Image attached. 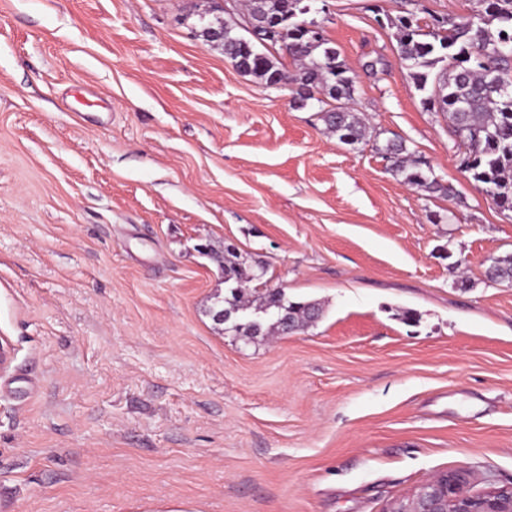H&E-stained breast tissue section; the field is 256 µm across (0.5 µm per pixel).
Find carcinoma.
Listing matches in <instances>:
<instances>
[{"instance_id":"cac0c4a2","label":"carcinoma","mask_w":512,"mask_h":512,"mask_svg":"<svg viewBox=\"0 0 512 512\" xmlns=\"http://www.w3.org/2000/svg\"><path fill=\"white\" fill-rule=\"evenodd\" d=\"M313 0H248L247 16L257 12L278 19L277 30L267 40L280 45L297 62L288 72L249 39L234 34L241 20H216L200 31V37L224 50L227 56L245 60L241 72L268 86L279 82L292 88V102L303 107L314 99L321 104V119L329 133L348 145L373 142L376 152L389 162L394 175L428 197L452 198V186L431 173L430 163L409 150L402 139L379 142V134L348 107L355 92L354 77L339 61V53L326 36L308 39L301 23ZM481 14L461 20L436 18L424 30L415 13L396 17L397 52L410 70L418 90L426 93L423 104L448 114L464 154L460 162L492 203L512 211V94L496 86L512 88V0H481ZM266 274L241 259L233 246L224 247V282L231 284L224 297V324L245 341L257 336L283 335L322 316L316 302H288L277 288H259ZM485 277L494 283L512 284V255L490 259Z\"/></svg>"}]
</instances>
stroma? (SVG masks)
<instances>
[{"instance_id": "obj_1", "label": "stroma", "mask_w": 512, "mask_h": 512, "mask_svg": "<svg viewBox=\"0 0 512 512\" xmlns=\"http://www.w3.org/2000/svg\"><path fill=\"white\" fill-rule=\"evenodd\" d=\"M212 7L0 0V512H386L444 471L512 485V285L483 275L512 212L408 76L407 0L315 18L354 111L452 200L237 71L199 35ZM228 243L322 317L226 332Z\"/></svg>"}]
</instances>
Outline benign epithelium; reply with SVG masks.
<instances>
[{
	"label": "benign epithelium",
	"mask_w": 512,
	"mask_h": 512,
	"mask_svg": "<svg viewBox=\"0 0 512 512\" xmlns=\"http://www.w3.org/2000/svg\"><path fill=\"white\" fill-rule=\"evenodd\" d=\"M388 512H512V486L473 491L463 473L441 472Z\"/></svg>",
	"instance_id": "obj_1"
}]
</instances>
